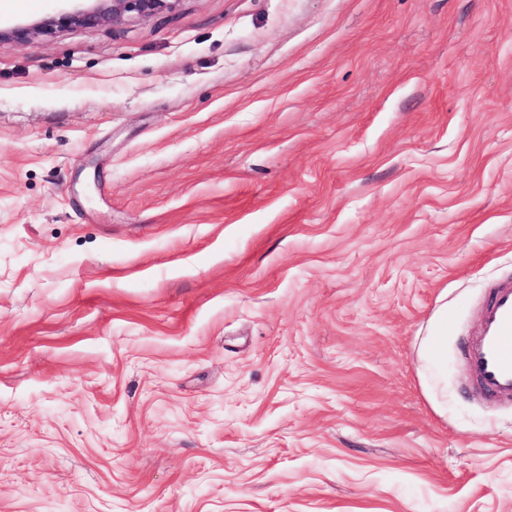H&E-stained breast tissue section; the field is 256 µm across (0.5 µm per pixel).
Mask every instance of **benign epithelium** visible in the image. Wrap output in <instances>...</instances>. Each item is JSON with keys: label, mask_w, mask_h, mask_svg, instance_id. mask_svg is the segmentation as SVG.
Instances as JSON below:
<instances>
[{"label": "benign epithelium", "mask_w": 512, "mask_h": 512, "mask_svg": "<svg viewBox=\"0 0 512 512\" xmlns=\"http://www.w3.org/2000/svg\"><path fill=\"white\" fill-rule=\"evenodd\" d=\"M94 5L75 11H63L31 25L0 29V40L23 42L35 34H53L70 26H97L107 20L114 23L128 18L148 20L163 12H172L181 0H93Z\"/></svg>", "instance_id": "benign-epithelium-1"}]
</instances>
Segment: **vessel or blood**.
Returning <instances> with one entry per match:
<instances>
[{"instance_id":"b4317fda","label":"vessel or blood","mask_w":512,"mask_h":512,"mask_svg":"<svg viewBox=\"0 0 512 512\" xmlns=\"http://www.w3.org/2000/svg\"><path fill=\"white\" fill-rule=\"evenodd\" d=\"M464 360L477 395L512 397V279L500 281L479 309V325L464 344Z\"/></svg>"}]
</instances>
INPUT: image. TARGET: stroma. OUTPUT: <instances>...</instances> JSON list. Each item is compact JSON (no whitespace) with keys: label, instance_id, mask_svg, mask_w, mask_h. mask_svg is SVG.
Instances as JSON below:
<instances>
[{"label":"stroma","instance_id":"obj_1","mask_svg":"<svg viewBox=\"0 0 512 512\" xmlns=\"http://www.w3.org/2000/svg\"><path fill=\"white\" fill-rule=\"evenodd\" d=\"M505 275L512 0L2 40L0 512H512L458 354Z\"/></svg>","mask_w":512,"mask_h":512}]
</instances>
